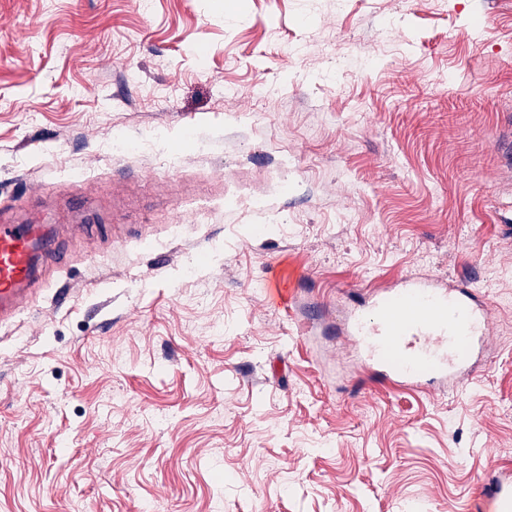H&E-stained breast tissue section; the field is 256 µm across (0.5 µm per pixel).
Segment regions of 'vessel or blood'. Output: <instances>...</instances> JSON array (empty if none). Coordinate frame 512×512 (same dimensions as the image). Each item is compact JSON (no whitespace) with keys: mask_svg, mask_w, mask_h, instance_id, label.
I'll use <instances>...</instances> for the list:
<instances>
[{"mask_svg":"<svg viewBox=\"0 0 512 512\" xmlns=\"http://www.w3.org/2000/svg\"><path fill=\"white\" fill-rule=\"evenodd\" d=\"M55 225L0 222V324L12 321L48 284L44 269L56 250ZM491 312L468 281H411L372 297L367 313L346 329L364 351V365L407 388L444 382L460 389L488 339ZM479 500L486 512H512V468L491 469Z\"/></svg>","mask_w":512,"mask_h":512,"instance_id":"vessel-or-blood-1","label":"vessel or blood"}]
</instances>
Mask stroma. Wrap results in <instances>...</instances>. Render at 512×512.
Wrapping results in <instances>:
<instances>
[{"label": "stroma", "instance_id": "35a3bbf8", "mask_svg": "<svg viewBox=\"0 0 512 512\" xmlns=\"http://www.w3.org/2000/svg\"><path fill=\"white\" fill-rule=\"evenodd\" d=\"M37 213L0 512H472L512 466V0H0V217ZM426 277L492 309L465 389L351 362Z\"/></svg>", "mask_w": 512, "mask_h": 512}]
</instances>
